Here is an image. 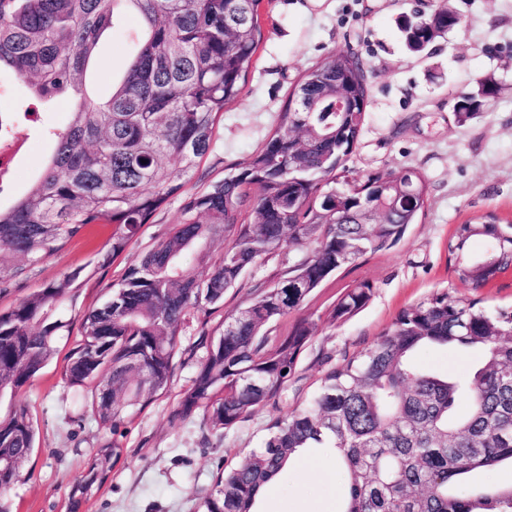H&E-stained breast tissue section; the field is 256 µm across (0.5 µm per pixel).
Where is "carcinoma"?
Returning <instances> with one entry per match:
<instances>
[{"instance_id":"carcinoma-1","label":"carcinoma","mask_w":512,"mask_h":512,"mask_svg":"<svg viewBox=\"0 0 512 512\" xmlns=\"http://www.w3.org/2000/svg\"><path fill=\"white\" fill-rule=\"evenodd\" d=\"M260 0H0V69L8 68L39 103L67 95L69 120L43 131L50 155L29 188L0 206V290L22 271L58 252L90 224L114 226L97 262L53 281L0 314V401L18 391L54 354L65 305L81 275L114 262L153 214L178 195L181 179L214 147L224 109L237 99L253 67L263 30ZM141 31L126 70L95 97L86 70L99 35L123 14ZM450 10L409 21L408 48L421 52L456 28ZM353 111H336V93ZM500 92L493 77L476 82L455 104L461 125ZM312 112L278 113L262 147L224 180L183 207V220L130 268L101 307L85 313L81 339L63 375L90 394L91 409L112 435L130 415L170 389L188 317L197 315L206 355L181 390L177 415L200 412L213 430L231 428L287 389L314 332L301 320L272 327L338 270L391 249L428 202L423 176L385 172L348 179L345 162L359 144L369 89L352 53H334L308 69L292 91ZM256 186L259 193L250 195ZM490 255L472 260L471 239ZM224 242L219 254L211 251ZM305 249L278 279H260L246 303L210 317L283 242ZM210 269L201 279L196 265ZM448 264L474 288L512 267V225L494 214L456 227ZM374 295L353 281L328 313L342 323ZM435 346L476 349L482 359L454 380L418 370L412 355ZM466 399L465 417L455 416ZM28 410L0 418V494L22 477L35 448ZM300 448H329L344 476L342 512H512V481L478 483V473L512 466V314L490 315L438 290L403 309L370 347L324 374L310 406L267 428L262 446L218 473L205 512H255ZM117 440L102 445L70 499L79 512L121 458Z\"/></svg>"}]
</instances>
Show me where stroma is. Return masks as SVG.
<instances>
[{
  "instance_id": "obj_1",
  "label": "stroma",
  "mask_w": 512,
  "mask_h": 512,
  "mask_svg": "<svg viewBox=\"0 0 512 512\" xmlns=\"http://www.w3.org/2000/svg\"><path fill=\"white\" fill-rule=\"evenodd\" d=\"M448 7L464 19L420 54L409 52L401 26L415 14ZM263 41L238 98L224 111L213 151L184 188L145 224L124 253L85 280L57 313L64 326L48 365L25 385L16 401L30 412L37 446L22 478L5 498L12 512H68L72 490L94 455L111 441L112 428L92 411L77 414L63 369L78 338L83 314L103 305L125 270L182 219L186 196L223 180L262 146L302 75L334 52H352L365 65L369 85L364 133L347 166L352 177L388 170L420 172L430 204L390 250L341 269L315 290L299 312L315 334L295 376L280 398L259 407L233 428L213 432L201 416L177 415L179 392L187 387L205 350L200 325L190 319L175 358L170 391L135 414L118 439L123 452L100 490L79 512H203L220 468H231L259 447L276 419L305 408L325 371L371 345L398 313L434 291L475 303L488 312L512 311V272L484 288L460 282L448 267V240L456 225L486 212L512 222V0H261ZM139 26L127 19L105 32L99 60L88 73L98 93L133 52ZM494 77L502 86L487 112L459 124L454 106L460 92ZM112 225H89L56 254L24 263V272L0 293V312L85 265L109 243ZM375 285L370 304L340 324L327 312L352 281ZM421 367L443 376L468 374L479 362L474 349L436 347L415 354ZM342 477L327 449L296 459L260 498L259 512H341Z\"/></svg>"
}]
</instances>
